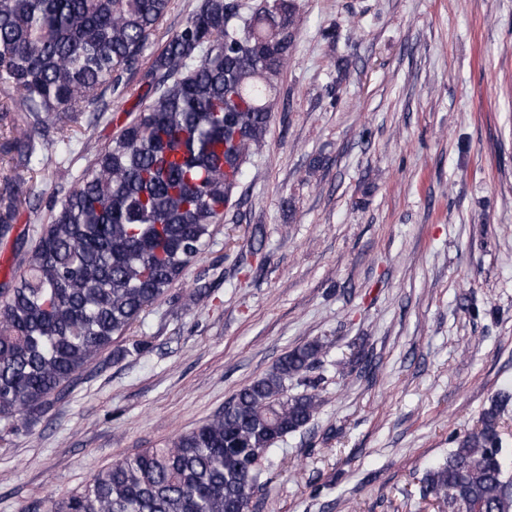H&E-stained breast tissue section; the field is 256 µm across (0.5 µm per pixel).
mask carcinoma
I'll use <instances>...</instances> for the list:
<instances>
[{"mask_svg": "<svg viewBox=\"0 0 512 512\" xmlns=\"http://www.w3.org/2000/svg\"><path fill=\"white\" fill-rule=\"evenodd\" d=\"M171 0H0V235L46 162L35 135L71 145L86 115L128 93ZM293 0H201L141 77V106L103 143L83 142L75 186L23 256L0 303V420L21 427L128 333L204 253L264 145L296 37ZM297 346L211 421L91 473L47 512H250L263 461L323 404L289 393L319 363ZM512 392L426 471L448 512H512L499 430Z\"/></svg>", "mask_w": 512, "mask_h": 512, "instance_id": "carcinoma-1", "label": "carcinoma"}]
</instances>
